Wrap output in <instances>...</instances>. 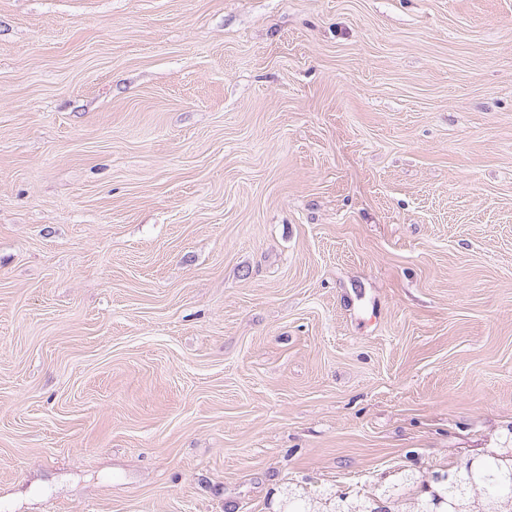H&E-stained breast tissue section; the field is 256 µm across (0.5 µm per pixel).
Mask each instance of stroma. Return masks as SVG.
Here are the masks:
<instances>
[{"label": "stroma", "mask_w": 512, "mask_h": 512, "mask_svg": "<svg viewBox=\"0 0 512 512\" xmlns=\"http://www.w3.org/2000/svg\"><path fill=\"white\" fill-rule=\"evenodd\" d=\"M512 448V0H0V512H275Z\"/></svg>", "instance_id": "stroma-1"}]
</instances>
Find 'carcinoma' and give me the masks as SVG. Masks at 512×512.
<instances>
[{
	"label": "carcinoma",
	"mask_w": 512,
	"mask_h": 512,
	"mask_svg": "<svg viewBox=\"0 0 512 512\" xmlns=\"http://www.w3.org/2000/svg\"><path fill=\"white\" fill-rule=\"evenodd\" d=\"M473 477L478 491L463 493L461 481ZM423 476L401 472L374 492L339 493L330 489L310 494L292 489L279 512H433L444 500L448 512H512V448H501L487 464L458 457L433 471L429 487Z\"/></svg>",
	"instance_id": "carcinoma-1"
}]
</instances>
